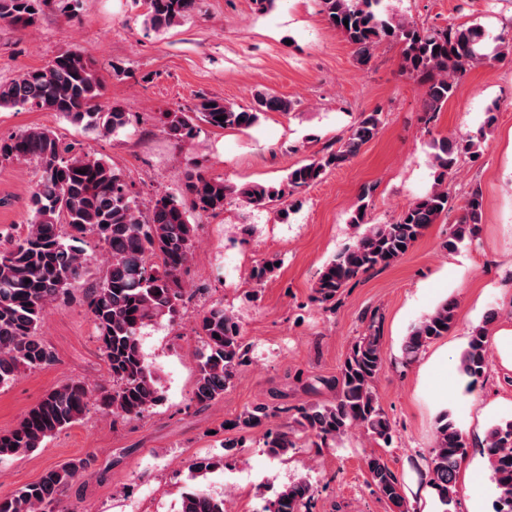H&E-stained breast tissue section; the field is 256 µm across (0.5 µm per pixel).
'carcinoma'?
I'll list each match as a JSON object with an SVG mask.
<instances>
[{
  "instance_id": "1",
  "label": "carcinoma",
  "mask_w": 512,
  "mask_h": 512,
  "mask_svg": "<svg viewBox=\"0 0 512 512\" xmlns=\"http://www.w3.org/2000/svg\"><path fill=\"white\" fill-rule=\"evenodd\" d=\"M46 0H0V20L23 28L37 24ZM328 22L355 47L356 61L370 63L383 42L400 46L406 73L426 86V111L436 114L451 99L460 80L476 64L512 54V34L503 33L488 49L479 25L423 28L383 12L381 0H319ZM143 25L155 33L178 25L200 8V0H142ZM104 91L93 60L79 49L62 52L44 68L28 69L16 78L0 81V109L56 112L84 129L106 134L126 128L130 113L103 101ZM293 103L274 93L258 92L253 103L237 107L222 98L200 96L188 109L162 112L160 131L176 143H190L199 123L219 129L247 130L269 112H289ZM225 120L220 121L218 117ZM497 121V107L486 110L477 133L445 137L432 144L434 186L412 201L397 220L371 224L366 216L374 187H363L349 223L360 232L336 252L320 270L313 286L314 299L330 304L349 285L377 267H387L413 248L424 231L453 209L460 216L441 248L455 252L477 238L483 218V196L473 188L460 206L448 193V178L459 159L478 156L482 140ZM384 124L383 112H361L336 140L288 170L277 186H233L205 170L204 160L188 159L180 174L176 195L158 192L148 211L123 175L108 161L54 131L29 127L0 138V161L33 160L41 176L28 200L29 218L22 235L0 245V386L23 372L41 368L52 354L38 335L47 308L67 300L70 289L88 275L83 254L66 243L67 227L77 234L96 237L109 256L108 264L85 288V302L93 318L101 349L112 375L111 388H95L83 380L67 379L30 408L8 432L0 433V459L35 451L55 433L78 423L91 400L114 417L133 419L163 400L152 366L145 360L139 331L151 323H179L193 288L186 277L194 260L198 224L224 211L232 198L255 210L280 205L286 220L292 204L288 197L320 181L330 170L355 157L374 140ZM281 261L272 256L252 266L249 278L257 285ZM458 303L445 299L411 326L402 344V363H414L430 343L457 323ZM497 312L487 313L471 328L460 372L474 385L489 368L487 326ZM201 349L191 400L201 406L216 402L233 384L245 363L246 350L238 318L222 304L196 317ZM384 356L376 318L367 332L352 344L333 381L334 402L308 405L281 428L267 427L272 413L263 404L243 411L225 429L224 457L243 447L246 436L262 433V447L272 457L297 448L299 436L322 448L359 429L377 445L393 442V427L381 407L376 382ZM486 451L491 481L498 497L494 512H512V421L490 427ZM466 453L462 431L448 414H441L435 442L424 474L434 490L441 512H453L457 497V470ZM93 459L77 458L46 470L38 481L0 498V512H53L52 506L70 485L86 476ZM365 464L379 499L391 512H411L401 484L387 462L375 453ZM311 498L304 479L284 485L271 503V512H302ZM179 512H226L224 500L199 486L182 496Z\"/></svg>"
}]
</instances>
